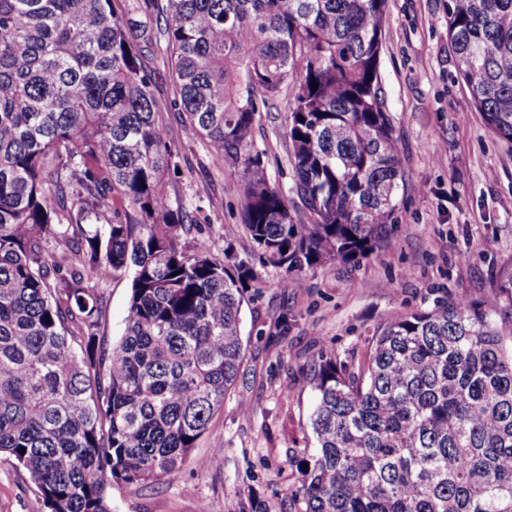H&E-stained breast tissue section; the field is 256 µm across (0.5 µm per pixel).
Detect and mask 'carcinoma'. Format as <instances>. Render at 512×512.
Here are the masks:
<instances>
[{
	"mask_svg": "<svg viewBox=\"0 0 512 512\" xmlns=\"http://www.w3.org/2000/svg\"><path fill=\"white\" fill-rule=\"evenodd\" d=\"M121 2L0 0V454L48 512H112L114 482L208 467L191 453L243 361L249 271L180 244L141 65L152 32H130ZM385 4H156L188 129L217 162L244 160V227L292 288L374 251L391 223L403 172L380 85ZM446 8L458 78L512 144V0ZM288 83L306 224L251 154L257 101ZM128 273L113 343L90 281ZM309 379L304 512H512V351L476 303L385 320L363 364L323 357Z\"/></svg>",
	"mask_w": 512,
	"mask_h": 512,
	"instance_id": "1",
	"label": "carcinoma"
}]
</instances>
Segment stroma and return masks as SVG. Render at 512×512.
<instances>
[{
  "label": "stroma",
  "instance_id": "35a3bbf8",
  "mask_svg": "<svg viewBox=\"0 0 512 512\" xmlns=\"http://www.w3.org/2000/svg\"><path fill=\"white\" fill-rule=\"evenodd\" d=\"M447 0H387L380 81L404 172L388 234L379 249L304 270L303 288L262 263L242 224V161L217 163L207 140L187 129L172 75L164 22L147 0H125L128 26L154 31L142 54L177 173L168 184L184 214L189 250L231 257L251 268L242 307L244 358L192 454L205 469L140 485L113 484L112 512H304L302 475L293 459L314 448L309 370L320 356L358 364L389 318L466 297L492 313L512 336V144L493 135L457 77L447 37ZM288 92L260 104L253 149L270 183L306 220L295 188L288 140ZM130 277L97 281L105 332L124 334ZM249 412H241V402ZM0 512H45L29 473L0 456Z\"/></svg>",
  "mask_w": 512,
  "mask_h": 512
}]
</instances>
